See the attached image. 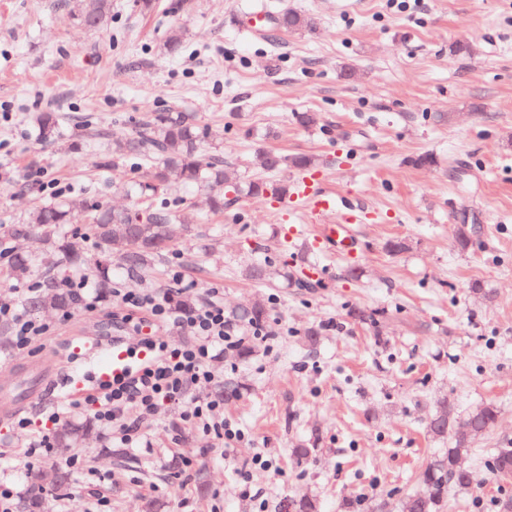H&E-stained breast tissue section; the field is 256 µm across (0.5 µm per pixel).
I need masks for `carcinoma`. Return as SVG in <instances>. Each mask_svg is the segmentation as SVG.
Listing matches in <instances>:
<instances>
[{"label":"carcinoma","mask_w":512,"mask_h":512,"mask_svg":"<svg viewBox=\"0 0 512 512\" xmlns=\"http://www.w3.org/2000/svg\"><path fill=\"white\" fill-rule=\"evenodd\" d=\"M112 0H77L72 9L76 20L86 28L97 29L111 15ZM273 30L288 32L312 27L311 19L297 10H284L272 18ZM39 139L53 143L60 138L58 117L54 112H44L37 120ZM211 138V151L204 159L200 153L203 139ZM111 141V150L103 156L98 167L124 165L132 162L143 169V176L126 189L125 194L136 197L138 208L116 210L104 202L93 201L81 212L73 211L62 201L44 203L28 212L17 224L0 231V251L10 259L11 274L23 278L31 272V256L16 253L10 242L14 239L38 235L49 247L56 274L68 275L80 270L88 259L79 251L72 237L65 230L67 224H88L95 240L93 257L95 286L102 293L112 288V259L120 260L126 272L132 276L155 265L189 231L192 217L168 206L166 196L171 177L206 197L212 213H224L232 200L224 195V186L230 185L237 196H266L280 199L288 193V185L264 179L241 181L229 173L230 164L224 161V150L219 136L208 134L197 117L175 107L147 113L139 122L133 135L104 134ZM314 161L305 155L288 156L276 151L262 155V165L268 171L306 169ZM246 275L255 281H270L276 277L288 278L269 262L253 263L246 268ZM45 290L27 302L32 311L64 309L75 304V297L58 286L51 277L44 284ZM226 319L243 327L261 331L268 321L264 303L253 302L224 312ZM496 409L486 404L465 419L466 432H456L454 405L443 399L426 424L427 431L438 438L452 439V447L435 458L422 476L427 486L425 493H411L401 504V512H444L448 507V486L470 489L477 484L475 471L458 465L471 442L486 433L494 425ZM491 470L498 474L512 473V446L497 449ZM69 483L65 473L53 469L30 476L25 512H42L43 496L47 488L67 490Z\"/></svg>","instance_id":"obj_1"}]
</instances>
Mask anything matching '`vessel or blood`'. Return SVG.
Here are the masks:
<instances>
[{"instance_id":"obj_1","label":"vessel or blood","mask_w":512,"mask_h":512,"mask_svg":"<svg viewBox=\"0 0 512 512\" xmlns=\"http://www.w3.org/2000/svg\"><path fill=\"white\" fill-rule=\"evenodd\" d=\"M297 196L307 210L309 223L323 227L315 238L316 244L334 247L341 223L354 224L360 220L356 210L344 209L343 201L335 191L312 186L310 181H302ZM86 359L94 366L93 378L105 381L133 373L144 361L145 354L116 338L107 344L100 341L88 343ZM29 373V385L0 404V418L10 419L17 410L35 404L47 390L63 380L62 370L48 358L30 363Z\"/></svg>"}]
</instances>
